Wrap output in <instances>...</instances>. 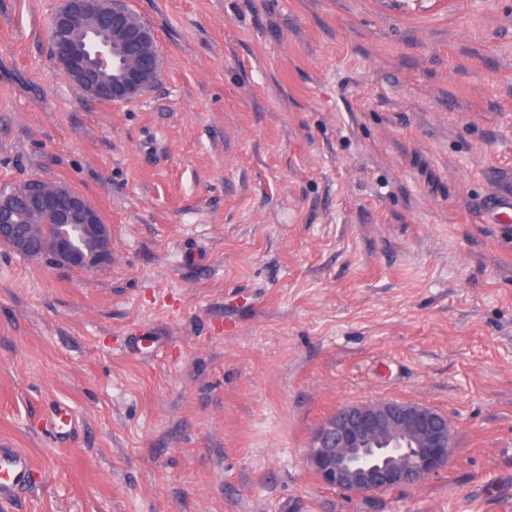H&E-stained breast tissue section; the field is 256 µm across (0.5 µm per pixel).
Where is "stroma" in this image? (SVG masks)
Masks as SVG:
<instances>
[{
	"instance_id": "stroma-1",
	"label": "stroma",
	"mask_w": 512,
	"mask_h": 512,
	"mask_svg": "<svg viewBox=\"0 0 512 512\" xmlns=\"http://www.w3.org/2000/svg\"><path fill=\"white\" fill-rule=\"evenodd\" d=\"M62 0H0V186L81 191L112 260L0 245V512H512V0H126L157 82L99 103ZM447 415L415 488L323 485L337 407ZM70 407L66 446L39 433ZM34 461L22 448H0V502L25 495L31 488Z\"/></svg>"
}]
</instances>
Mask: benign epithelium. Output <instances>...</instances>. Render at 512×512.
Returning <instances> with one entry per match:
<instances>
[{"label":"benign epithelium","mask_w":512,"mask_h":512,"mask_svg":"<svg viewBox=\"0 0 512 512\" xmlns=\"http://www.w3.org/2000/svg\"><path fill=\"white\" fill-rule=\"evenodd\" d=\"M107 13L112 19L110 44L85 36L88 51L71 44L68 32L84 26L88 16ZM53 58L74 88L84 96L108 103L127 102L153 83L160 54L151 29L137 20L125 0H63L52 14ZM134 48L121 60L120 76L108 87L89 79L113 57L112 48ZM17 192L34 209L55 215L56 223L76 224L93 248L80 250L62 234L42 253L32 250L38 225L23 231L12 223L10 211L0 209V242L20 254L45 257L53 265L93 269L112 261V232L99 211L78 190L55 182L26 181ZM452 431L448 416L418 403L381 400L347 404L327 417L311 436L306 460L320 482L348 494L390 488H413L448 465Z\"/></svg>","instance_id":"1"}]
</instances>
